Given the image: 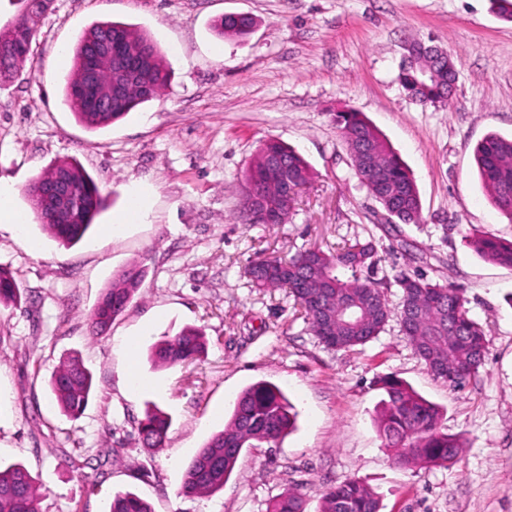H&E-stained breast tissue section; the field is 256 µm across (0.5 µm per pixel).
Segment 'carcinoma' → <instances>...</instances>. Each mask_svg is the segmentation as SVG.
<instances>
[{"label": "carcinoma", "instance_id": "cac0c4a2", "mask_svg": "<svg viewBox=\"0 0 512 512\" xmlns=\"http://www.w3.org/2000/svg\"><path fill=\"white\" fill-rule=\"evenodd\" d=\"M54 0H35L31 14L22 17L21 28L0 31V49L14 46L7 57L0 54V81L13 78L30 54L36 36L32 17L52 10ZM256 20L244 13L226 14L214 28L228 38L245 39ZM121 29L127 52L139 60L138 69L129 74L117 61L99 75L103 89H122L107 103L94 102L93 94H77L74 87L82 80L87 56L92 49L105 51L108 34ZM170 70L156 41L146 33L120 22L97 23L83 33L74 50V68L66 86V103L78 120L91 130L106 128L139 105L158 96L168 85ZM336 129L349 153L359 154V166L371 170L363 181L381 206H394L397 224L422 222L419 191L409 169L380 132L358 112L336 113ZM278 160L283 173L269 170L267 162ZM475 161L483 187L498 210L512 222V137L490 135L475 149ZM313 171L294 148L271 138L266 140L250 162L244 188L259 181L262 199L275 212L291 216L295 198L285 189L289 183L303 188ZM63 180L72 187L74 213L40 195L36 181ZM29 203L39 219L47 213L56 220L45 225L64 246L80 241L104 197L98 185L73 161L58 160L43 170L26 188ZM467 242L482 256L512 267V241L472 234ZM379 259L373 242L347 241L334 251L319 247L303 248L287 259L261 255L252 260L244 274L258 289L286 288L298 311L310 326L318 343L328 350L363 346L376 338L389 321L388 306L381 283L369 276ZM141 271H122L105 289L89 316V331L100 335L120 315L139 291ZM394 282L401 292L399 322L403 334L427 370L448 387L459 389L478 372L486 351L484 327L471 319L466 299L453 284L433 283L422 275L399 272ZM19 285L12 273L0 267V303L18 302ZM206 345L204 334L185 327L177 334L165 335L151 350L157 365L171 366L195 360ZM93 376L75 358L56 369L50 379L52 394L61 410L69 415L81 412L88 403ZM385 398L381 401L376 428L383 447L394 453L396 465L408 469L446 467L459 459L463 442L441 430L440 408L398 379L381 382ZM297 413L282 391L271 384L257 383L237 398L224 428L212 435L187 467L180 486L183 496H201L224 487L242 449L252 442L278 443L294 426ZM171 422L158 408H147L138 422L143 443L149 448L165 447ZM41 493L29 471L20 464L0 468V512H40ZM381 500L367 484L348 479L325 488L317 512H380ZM109 512H152L150 505L134 493L112 497ZM266 512H305V500L289 490L269 500Z\"/></svg>", "mask_w": 512, "mask_h": 512}]
</instances>
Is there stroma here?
Segmentation results:
<instances>
[{"label":"stroma","instance_id":"35a3bbf8","mask_svg":"<svg viewBox=\"0 0 512 512\" xmlns=\"http://www.w3.org/2000/svg\"><path fill=\"white\" fill-rule=\"evenodd\" d=\"M229 13L257 20L245 40L213 24ZM149 33L171 70L161 95L112 126L85 128L65 102L71 48L99 22ZM31 53L0 86V180L28 209L25 188L60 159L76 161L106 198L87 235L62 245L36 218L0 224V266L21 307L0 304V465L23 464L41 512H106L131 492L153 512H266L296 489L316 512L325 487L359 480L382 512H512V268L467 243L470 233L512 240L473 151L512 135V22L490 0H56L37 19ZM433 41L455 58L447 103L420 105L397 81L405 43ZM362 112L410 168L419 224H382L333 117ZM295 147L314 172L287 224L233 221L244 172L264 140ZM151 193L144 221L121 223L132 186ZM372 240L391 310L399 271L454 282L486 328L487 353L466 386L449 390L414 353L398 319L366 345L318 344L286 291H260L243 275L257 254L333 249ZM142 288L100 336L87 320L113 278L131 265ZM202 330L204 356L156 366L151 347L183 327ZM95 377L84 413L63 415L49 390L63 359ZM158 389L132 391L128 371ZM408 382L443 411L442 429L464 440L456 463L394 464L374 418L379 379ZM267 381L298 411L274 446L244 449L223 490L185 497L196 452L230 418L243 390ZM171 419L165 448L142 446L147 403Z\"/></svg>","mask_w":512,"mask_h":512}]
</instances>
